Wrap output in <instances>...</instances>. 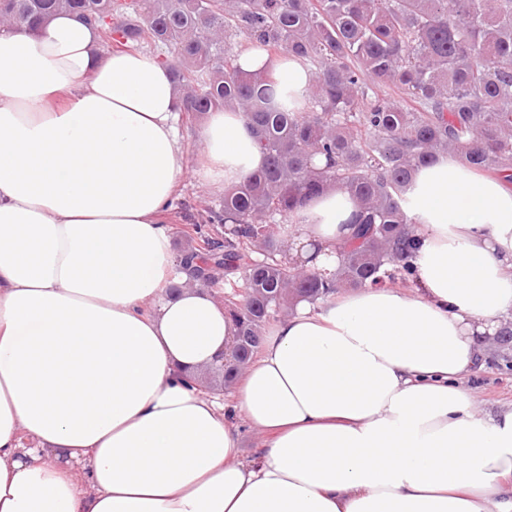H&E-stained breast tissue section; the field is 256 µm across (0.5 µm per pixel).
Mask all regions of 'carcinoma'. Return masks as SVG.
Segmentation results:
<instances>
[{"instance_id":"obj_1","label":"carcinoma","mask_w":512,"mask_h":512,"mask_svg":"<svg viewBox=\"0 0 512 512\" xmlns=\"http://www.w3.org/2000/svg\"><path fill=\"white\" fill-rule=\"evenodd\" d=\"M60 11L111 51L164 50L183 111L243 113L265 156L221 211L192 216L194 245L179 253L188 282L227 289L238 320L226 389L296 300L412 281L407 192L421 166L448 151L512 188V0H0V24ZM240 35L308 66L302 101L241 71ZM332 187L360 203L353 241L330 273L288 264L281 225Z\"/></svg>"}]
</instances>
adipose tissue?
<instances>
[{"label": "adipose tissue", "instance_id": "obj_1", "mask_svg": "<svg viewBox=\"0 0 512 512\" xmlns=\"http://www.w3.org/2000/svg\"><path fill=\"white\" fill-rule=\"evenodd\" d=\"M238 65L292 99L313 81L293 57ZM180 110L157 55L70 13L0 28V512H512V404L464 386L512 321V190L448 155L419 168L414 288L299 302L228 406L187 377L238 326L162 216L186 175L221 192L264 156L218 110L189 166ZM359 211L311 199L290 256L334 269Z\"/></svg>", "mask_w": 512, "mask_h": 512}]
</instances>
